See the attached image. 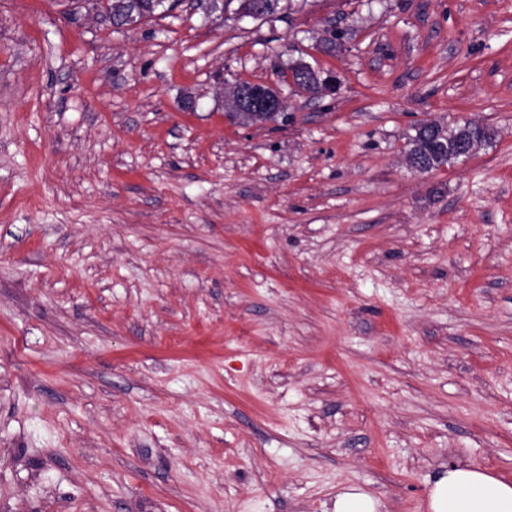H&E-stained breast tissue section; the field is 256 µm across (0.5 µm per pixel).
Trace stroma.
<instances>
[{"mask_svg":"<svg viewBox=\"0 0 512 512\" xmlns=\"http://www.w3.org/2000/svg\"><path fill=\"white\" fill-rule=\"evenodd\" d=\"M237 8L0 0V512L512 481V0ZM299 59L335 93L285 82ZM238 80L285 119L228 121ZM426 121L494 136L421 175ZM127 0H110L108 6L112 9V17L114 16L116 20L120 21V25H131L152 18L158 11L163 10L167 11L169 7L166 8L165 4H156L155 0H136V3H128ZM130 6V13H126L125 4Z\"/></svg>","mask_w":512,"mask_h":512,"instance_id":"1","label":"stroma"}]
</instances>
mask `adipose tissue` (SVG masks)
<instances>
[{"label": "adipose tissue", "mask_w": 512, "mask_h": 512, "mask_svg": "<svg viewBox=\"0 0 512 512\" xmlns=\"http://www.w3.org/2000/svg\"><path fill=\"white\" fill-rule=\"evenodd\" d=\"M428 512H512V482L469 465L436 474L426 503Z\"/></svg>", "instance_id": "ef3b65f1"}]
</instances>
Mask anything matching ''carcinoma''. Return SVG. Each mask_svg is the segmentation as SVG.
<instances>
[{"label": "carcinoma", "mask_w": 512, "mask_h": 512, "mask_svg": "<svg viewBox=\"0 0 512 512\" xmlns=\"http://www.w3.org/2000/svg\"><path fill=\"white\" fill-rule=\"evenodd\" d=\"M125 4L126 0H110L108 3L112 16L122 25H136L153 17L158 11L166 10L165 5H158L154 0H136L128 8ZM227 116L243 125L276 123L280 119V115L271 112H229ZM461 140L467 141L476 153L490 140V136L476 125L443 127L433 122L424 123L415 130V135L409 137L406 158L413 163H422L432 171L437 170L460 161L456 157V142Z\"/></svg>", "instance_id": "1"}]
</instances>
